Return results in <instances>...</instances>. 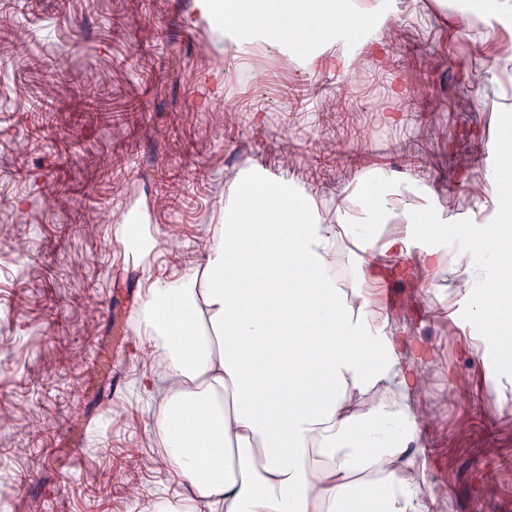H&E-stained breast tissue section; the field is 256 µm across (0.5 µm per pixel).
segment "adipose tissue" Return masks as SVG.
Returning <instances> with one entry per match:
<instances>
[{"mask_svg":"<svg viewBox=\"0 0 512 512\" xmlns=\"http://www.w3.org/2000/svg\"><path fill=\"white\" fill-rule=\"evenodd\" d=\"M195 6L196 21L237 49L268 36L256 0ZM356 11L354 0H331L318 16L324 32L291 40L301 71L331 49L342 68L383 49L397 0H377L354 25ZM240 15L252 24H234ZM486 166L498 189L479 205L485 221L461 232L412 176L399 202L362 179L325 211L304 185L258 167L238 173L203 263L151 280L141 300L139 340L158 352L146 377L158 394L154 427L178 488L153 512H440L446 491L423 490L427 375L408 338L388 332L373 286L379 257L414 258L427 274L454 257L478 326L473 349L492 357L485 379L501 387L512 370V197L501 190L512 150ZM250 200L261 219L244 226ZM343 241L357 274L350 290L332 272Z\"/></svg>","mask_w":512,"mask_h":512,"instance_id":"obj_1","label":"adipose tissue"}]
</instances>
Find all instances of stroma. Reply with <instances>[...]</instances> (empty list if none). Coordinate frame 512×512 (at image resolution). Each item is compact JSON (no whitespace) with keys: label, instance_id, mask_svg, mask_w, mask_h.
<instances>
[{"label":"stroma","instance_id":"obj_1","mask_svg":"<svg viewBox=\"0 0 512 512\" xmlns=\"http://www.w3.org/2000/svg\"><path fill=\"white\" fill-rule=\"evenodd\" d=\"M387 53L364 52L360 76L398 77L353 96L330 61L260 42L245 51L192 24L194 0H71L58 12L0 9V491L6 512H149L173 484L152 434L135 315L152 277L201 260L235 173L256 163L305 182L335 207L363 172L429 181L439 205L465 214L489 192L484 159L506 89L496 60L504 29L471 31L436 0H399ZM38 31L30 41L29 31ZM59 60L57 70L43 67ZM112 89V113L89 98ZM314 110L295 119L293 91ZM52 97L70 153L34 148L27 103ZM400 112L393 124L388 113ZM65 188L61 199L52 192ZM91 198L102 199L97 208ZM149 216L151 257L127 256L115 221ZM379 300L430 374L427 488L446 512H512V382L485 387L474 334L447 265L424 283L391 256ZM120 368L123 386L112 388Z\"/></svg>","mask_w":512,"mask_h":512}]
</instances>
